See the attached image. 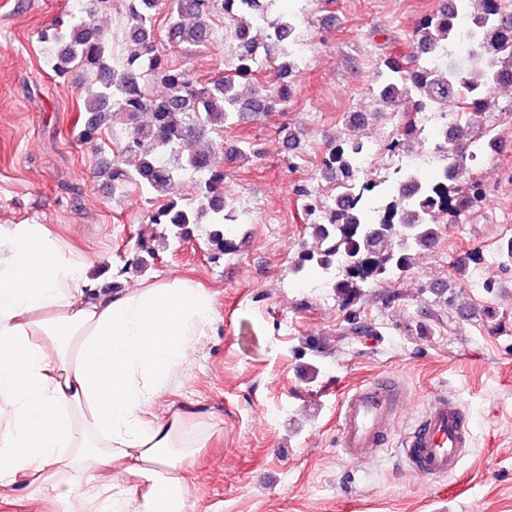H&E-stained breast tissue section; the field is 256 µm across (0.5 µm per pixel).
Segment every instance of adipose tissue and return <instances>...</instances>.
Masks as SVG:
<instances>
[{"label": "adipose tissue", "instance_id": "obj_1", "mask_svg": "<svg viewBox=\"0 0 512 512\" xmlns=\"http://www.w3.org/2000/svg\"><path fill=\"white\" fill-rule=\"evenodd\" d=\"M215 315L184 279L92 287L43 225L0 224V487L189 512L181 421L152 406Z\"/></svg>", "mask_w": 512, "mask_h": 512}]
</instances>
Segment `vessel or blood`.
I'll return each instance as SVG.
<instances>
[{
  "label": "vessel or blood",
  "instance_id": "b4317fda",
  "mask_svg": "<svg viewBox=\"0 0 512 512\" xmlns=\"http://www.w3.org/2000/svg\"><path fill=\"white\" fill-rule=\"evenodd\" d=\"M405 404V390L393 375L379 376L354 387L342 400L337 415L342 454L359 461L381 448ZM470 440L464 406L438 394L403 437L401 456L413 474L446 478L457 471Z\"/></svg>",
  "mask_w": 512,
  "mask_h": 512
}]
</instances>
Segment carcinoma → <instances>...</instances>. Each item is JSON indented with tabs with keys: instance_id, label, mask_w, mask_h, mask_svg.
<instances>
[{
	"instance_id": "obj_1",
	"label": "carcinoma",
	"mask_w": 512,
	"mask_h": 512,
	"mask_svg": "<svg viewBox=\"0 0 512 512\" xmlns=\"http://www.w3.org/2000/svg\"><path fill=\"white\" fill-rule=\"evenodd\" d=\"M126 0L127 26L120 56L112 39L94 24L110 0H79L64 17L38 32L52 49L47 65L53 76L66 80L79 70L84 81L82 108L76 121L83 143L102 151L114 126H126L119 156L105 163L101 174L120 193L137 186L162 200L148 217L163 231L138 239L133 257L116 276L132 269L150 270L160 251L194 236L206 225L210 258L236 252L230 223L239 219L236 203L224 197V171L215 163V147L224 131L283 112L292 96L290 78L304 64L297 48L304 35L295 13L272 15L275 0ZM165 12L167 41L183 53L206 49L212 43L213 20L224 15L230 55L224 69L197 80L169 66L154 44L156 17ZM411 51L404 58L380 53L375 59L371 100L386 108L407 105L410 118L392 144L400 148L419 139L420 112L464 100L472 112H491L495 97L487 85L512 87V0H448L419 19L410 35ZM164 91L157 95L153 85ZM360 123L348 121L347 136L323 160L331 179L344 185V197L329 211L327 222L312 221L313 243L301 244L289 272L301 279L331 282L333 291L355 332L364 329L359 303L372 295L391 304L396 294L375 292L384 280L410 270L420 250L431 247L443 224H465L485 202L482 184L469 176L466 162L496 150L494 128L472 133L458 119L448 125L449 142H440L439 157L457 176L417 180L408 174L389 186L379 183L381 211L374 215L364 196L351 192L356 181L353 159L361 139ZM196 178L193 199L175 191L183 174ZM306 215L315 217L320 195L297 188ZM346 259L342 269L336 260ZM442 303L428 311L441 317L442 306L460 315L472 308L453 292L435 291Z\"/></svg>"
}]
</instances>
